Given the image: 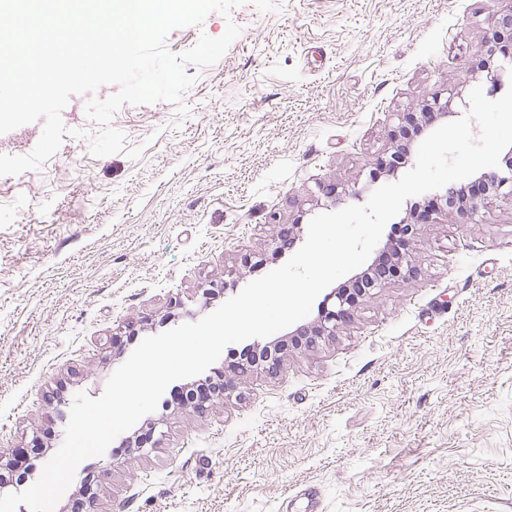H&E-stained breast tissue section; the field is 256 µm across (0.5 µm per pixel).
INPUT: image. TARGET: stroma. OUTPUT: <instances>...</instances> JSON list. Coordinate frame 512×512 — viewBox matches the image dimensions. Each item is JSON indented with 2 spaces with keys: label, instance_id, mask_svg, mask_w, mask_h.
I'll list each match as a JSON object with an SVG mask.
<instances>
[{
  "label": "stroma",
  "instance_id": "stroma-1",
  "mask_svg": "<svg viewBox=\"0 0 512 512\" xmlns=\"http://www.w3.org/2000/svg\"><path fill=\"white\" fill-rule=\"evenodd\" d=\"M173 30L175 54L227 21L214 64L187 66L179 101L126 105L123 152L95 157L87 96L37 170L0 177V457L63 443L77 393L99 397L146 337L192 323L283 265L310 220L368 200L403 113L454 92L465 115L473 50L512 0H277ZM415 279L377 290L334 336L286 350L277 373L232 375L205 413L163 406L145 452L83 461L55 512H512V197L476 223L434 213L408 246ZM214 287L210 300L201 291ZM322 488L317 508L300 494Z\"/></svg>",
  "mask_w": 512,
  "mask_h": 512
}]
</instances>
